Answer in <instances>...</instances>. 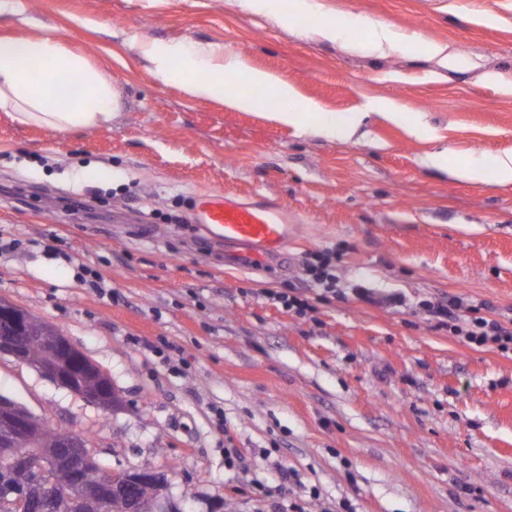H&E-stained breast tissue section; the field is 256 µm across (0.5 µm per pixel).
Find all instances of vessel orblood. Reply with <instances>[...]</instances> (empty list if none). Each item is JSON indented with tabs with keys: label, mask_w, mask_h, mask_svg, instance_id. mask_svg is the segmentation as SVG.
<instances>
[{
	"label": "vessel or blood",
	"mask_w": 512,
	"mask_h": 512,
	"mask_svg": "<svg viewBox=\"0 0 512 512\" xmlns=\"http://www.w3.org/2000/svg\"><path fill=\"white\" fill-rule=\"evenodd\" d=\"M192 223L224 243L234 265L251 268L277 256L287 245L294 220L279 205L256 199L243 202L222 193H207L196 203Z\"/></svg>",
	"instance_id": "vessel-or-blood-1"
}]
</instances>
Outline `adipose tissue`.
I'll return each mask as SVG.
<instances>
[{"mask_svg":"<svg viewBox=\"0 0 512 512\" xmlns=\"http://www.w3.org/2000/svg\"><path fill=\"white\" fill-rule=\"evenodd\" d=\"M144 56L162 76L179 73L190 95L222 91L229 104L248 111L255 105L252 90L259 87L278 104V121L311 125L326 134L336 129L335 117L322 113L318 103L276 74L250 67L240 54L201 44H152L145 47ZM113 99L108 76L57 40L0 36V108L13 110L20 123L42 125L58 134L104 128L114 117Z\"/></svg>","mask_w":512,"mask_h":512,"instance_id":"obj_1","label":"adipose tissue"}]
</instances>
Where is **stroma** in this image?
<instances>
[{
    "mask_svg": "<svg viewBox=\"0 0 512 512\" xmlns=\"http://www.w3.org/2000/svg\"><path fill=\"white\" fill-rule=\"evenodd\" d=\"M317 3L284 21L238 0L0 11L1 36L58 40L121 87L111 126L62 136L0 109V299L59 328L121 402L100 409L7 355L0 395L111 467L162 472L155 512H512V350L469 344L422 307L459 299L512 328V183L424 163L445 146L489 167L512 153V0ZM366 18L456 60L313 33ZM148 43L232 48L336 130L189 95L144 59ZM215 191L296 214L283 256L228 265L188 221ZM323 249L339 291L321 300L304 265ZM85 267L108 296L82 285ZM290 288L304 315L267 298ZM232 447L246 457L233 468Z\"/></svg>",
    "mask_w": 512,
    "mask_h": 512,
    "instance_id": "obj_1",
    "label": "stroma"
}]
</instances>
